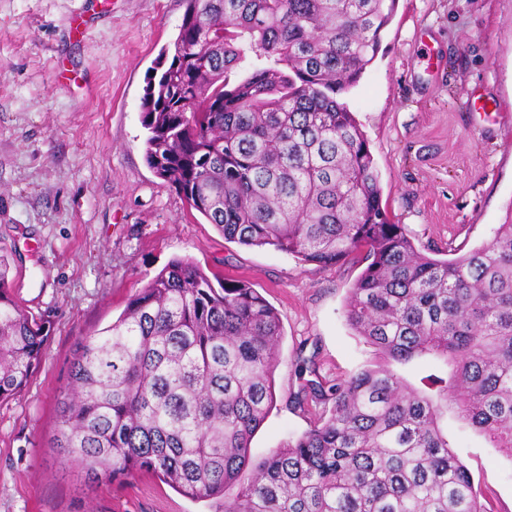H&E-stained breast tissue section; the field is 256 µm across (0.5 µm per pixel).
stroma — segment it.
Listing matches in <instances>:
<instances>
[{"mask_svg":"<svg viewBox=\"0 0 512 512\" xmlns=\"http://www.w3.org/2000/svg\"><path fill=\"white\" fill-rule=\"evenodd\" d=\"M184 0H0V253L29 312L53 324L21 396L0 403V512H209L157 477L88 485L53 447L77 342L175 258L249 281L282 338L273 406L250 442H294L332 400L310 382L374 364L345 306L357 256L304 263L229 243L145 161L141 97ZM368 139L392 222L422 251L465 254L512 213V0H398L381 47L342 95ZM481 503L512 512V458L449 422Z\"/></svg>","mask_w":512,"mask_h":512,"instance_id":"1","label":"stroma"}]
</instances>
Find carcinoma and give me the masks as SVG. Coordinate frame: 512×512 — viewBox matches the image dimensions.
I'll return each mask as SVG.
<instances>
[{"label":"carcinoma","mask_w":512,"mask_h":512,"mask_svg":"<svg viewBox=\"0 0 512 512\" xmlns=\"http://www.w3.org/2000/svg\"><path fill=\"white\" fill-rule=\"evenodd\" d=\"M186 3L141 101L147 165L228 242L323 266L364 252L346 319L384 363L311 384L313 398L334 396L330 416L253 459L278 314L248 281L174 259L77 343L53 447L93 483L155 474L212 512H489L448 415L512 457V221L440 259L388 219L340 96L378 54L396 0ZM9 274L0 255V403L27 387L53 331L20 307ZM424 358L442 369L422 387L389 367Z\"/></svg>","instance_id":"carcinoma-1"}]
</instances>
